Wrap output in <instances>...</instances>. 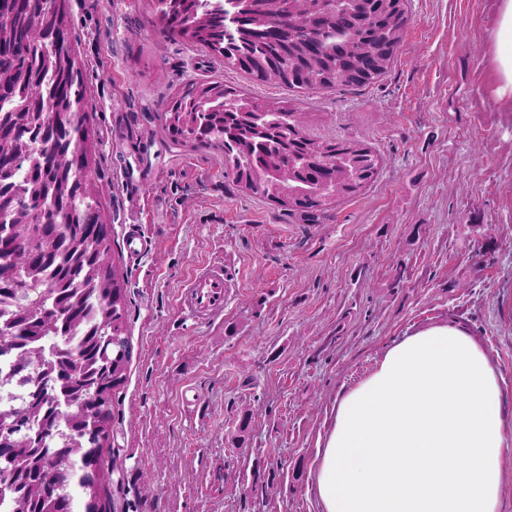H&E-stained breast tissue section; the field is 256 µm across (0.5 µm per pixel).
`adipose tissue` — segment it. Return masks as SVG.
Here are the masks:
<instances>
[{
  "mask_svg": "<svg viewBox=\"0 0 512 512\" xmlns=\"http://www.w3.org/2000/svg\"><path fill=\"white\" fill-rule=\"evenodd\" d=\"M490 41L487 79L512 111V0H499ZM511 445L495 364L465 326L441 321L340 392L310 491L318 512H501Z\"/></svg>",
  "mask_w": 512,
  "mask_h": 512,
  "instance_id": "adipose-tissue-1",
  "label": "adipose tissue"
}]
</instances>
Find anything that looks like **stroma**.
Listing matches in <instances>:
<instances>
[{"instance_id":"obj_1","label":"stroma","mask_w":512,"mask_h":512,"mask_svg":"<svg viewBox=\"0 0 512 512\" xmlns=\"http://www.w3.org/2000/svg\"><path fill=\"white\" fill-rule=\"evenodd\" d=\"M406 5L383 76L308 90L251 82L147 0H67L132 350L102 450L110 512H317L310 468L339 393L446 319L484 346L512 409V112L485 77L497 0ZM191 79L318 113L310 135L365 141L377 178L314 223L238 190L220 151L160 132ZM205 267L227 292L198 322L181 296Z\"/></svg>"}]
</instances>
